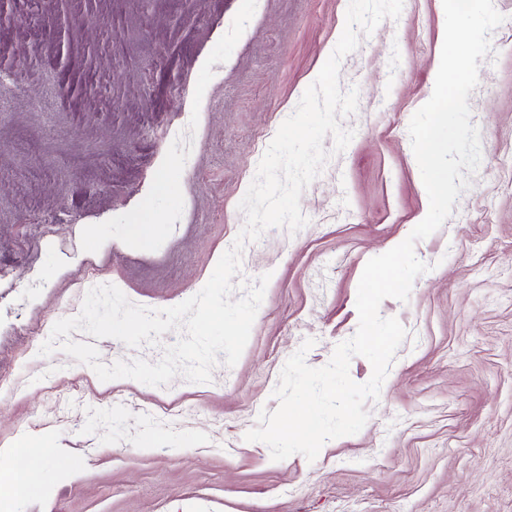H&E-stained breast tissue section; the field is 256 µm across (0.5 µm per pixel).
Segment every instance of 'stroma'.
Here are the masks:
<instances>
[{
  "mask_svg": "<svg viewBox=\"0 0 512 512\" xmlns=\"http://www.w3.org/2000/svg\"><path fill=\"white\" fill-rule=\"evenodd\" d=\"M349 0H0V486L15 443L49 440L38 492L11 512H512V53L506 26L468 98L481 163L408 302L406 337L369 419L315 460L275 461L245 434L305 340L320 368L356 332L367 261L427 199L408 132L431 97L442 0H404L340 65L354 130L303 191L307 224L246 243L242 297L269 275L249 341L208 383L100 381L57 350L54 323L112 284L152 309L197 294L245 224L239 204L280 125L333 52ZM155 226L132 244L134 224ZM110 240L89 246L86 234ZM183 335L100 360L158 362ZM152 446H143L145 436Z\"/></svg>",
  "mask_w": 512,
  "mask_h": 512,
  "instance_id": "stroma-1",
  "label": "stroma"
}]
</instances>
